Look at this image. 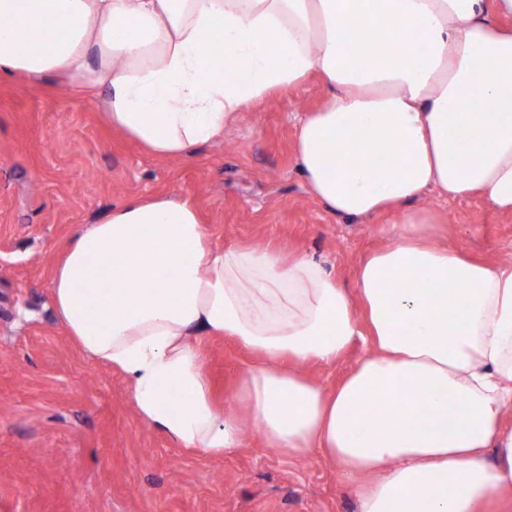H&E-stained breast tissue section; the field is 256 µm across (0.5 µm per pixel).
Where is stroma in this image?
Instances as JSON below:
<instances>
[{
    "label": "stroma",
    "instance_id": "obj_1",
    "mask_svg": "<svg viewBox=\"0 0 512 512\" xmlns=\"http://www.w3.org/2000/svg\"><path fill=\"white\" fill-rule=\"evenodd\" d=\"M325 95L312 75L238 113L194 157L166 159L87 100L0 83V512H358L355 489L321 454L267 448L252 430L212 457L155 432L124 378L85 356L51 308L64 245L130 195L187 196L213 247L302 253L352 288L360 258L388 243V218L344 221L298 174L297 117ZM424 203L445 217L448 244L490 264L512 256V218L483 198L431 193ZM202 350L215 399L229 407L253 356L220 335Z\"/></svg>",
    "mask_w": 512,
    "mask_h": 512
}]
</instances>
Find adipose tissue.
<instances>
[{"instance_id": "1", "label": "adipose tissue", "mask_w": 512, "mask_h": 512, "mask_svg": "<svg viewBox=\"0 0 512 512\" xmlns=\"http://www.w3.org/2000/svg\"><path fill=\"white\" fill-rule=\"evenodd\" d=\"M314 74L328 95L294 142L311 195L351 222L392 215L354 290L309 256L212 248L190 198L132 196L63 248L56 317L181 447L221 457L254 429L334 461L359 512H512V257L448 248L421 203L512 216V0H0V81L91 100L158 158ZM214 335L257 357L243 412L215 402ZM356 342L335 389L309 377Z\"/></svg>"}]
</instances>
